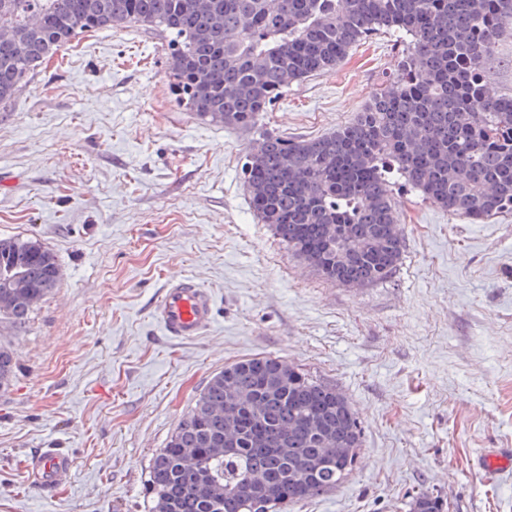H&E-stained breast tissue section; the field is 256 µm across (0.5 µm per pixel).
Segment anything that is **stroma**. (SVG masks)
Returning a JSON list of instances; mask_svg holds the SVG:
<instances>
[{
	"label": "stroma",
	"instance_id": "obj_1",
	"mask_svg": "<svg viewBox=\"0 0 512 512\" xmlns=\"http://www.w3.org/2000/svg\"><path fill=\"white\" fill-rule=\"evenodd\" d=\"M397 33L290 86L264 128L317 137L349 122L398 66ZM255 133L180 105L167 40L141 26L78 34L0 104V238L38 239L57 290L26 328L0 323L17 365L0 390V512H148L147 467L212 375L285 360L330 382L362 422L360 460L285 512H512V210L473 222L396 182L404 238L390 278L323 279L253 214L241 161ZM215 300L204 335L175 341L152 311L168 277ZM62 448L64 490L27 487L24 459ZM441 497L432 491H420L411 498L408 504L410 512H443Z\"/></svg>",
	"mask_w": 512,
	"mask_h": 512
}]
</instances>
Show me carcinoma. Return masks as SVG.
<instances>
[{
    "label": "carcinoma",
    "instance_id": "obj_1",
    "mask_svg": "<svg viewBox=\"0 0 512 512\" xmlns=\"http://www.w3.org/2000/svg\"><path fill=\"white\" fill-rule=\"evenodd\" d=\"M0 0V27L21 51L0 56V103L77 34L144 26L169 39V75L199 119L259 130L241 166L254 214L323 279L366 286L392 275L403 237L392 180L401 176L451 215L512 209V90L485 81L512 25V0ZM407 53L356 117L314 138L262 129L295 83L336 69L374 35ZM55 254L34 238H0V279L21 275L29 304L0 302L23 329L58 287ZM16 377L0 343V389ZM363 432L336 386L272 357L214 374L149 460V512H273L328 492L351 473ZM409 512H443L420 491Z\"/></svg>",
    "mask_w": 512,
    "mask_h": 512
}]
</instances>
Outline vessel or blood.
Wrapping results in <instances>:
<instances>
[{
  "label": "vessel or blood",
  "mask_w": 512,
  "mask_h": 512,
  "mask_svg": "<svg viewBox=\"0 0 512 512\" xmlns=\"http://www.w3.org/2000/svg\"><path fill=\"white\" fill-rule=\"evenodd\" d=\"M212 296L196 280L169 278L154 308V319L166 336L187 340L206 333L214 321ZM74 460L61 448H41L26 464L27 482L43 492L59 490L69 480Z\"/></svg>",
  "instance_id": "b4317fda"
}]
</instances>
